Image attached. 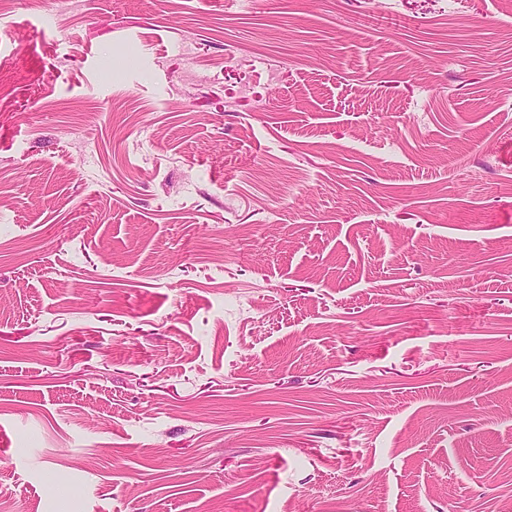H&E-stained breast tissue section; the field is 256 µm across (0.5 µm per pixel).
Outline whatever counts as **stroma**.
Listing matches in <instances>:
<instances>
[{
    "label": "stroma",
    "instance_id": "35a3bbf8",
    "mask_svg": "<svg viewBox=\"0 0 512 512\" xmlns=\"http://www.w3.org/2000/svg\"><path fill=\"white\" fill-rule=\"evenodd\" d=\"M512 0H0V512H512Z\"/></svg>",
    "mask_w": 512,
    "mask_h": 512
}]
</instances>
